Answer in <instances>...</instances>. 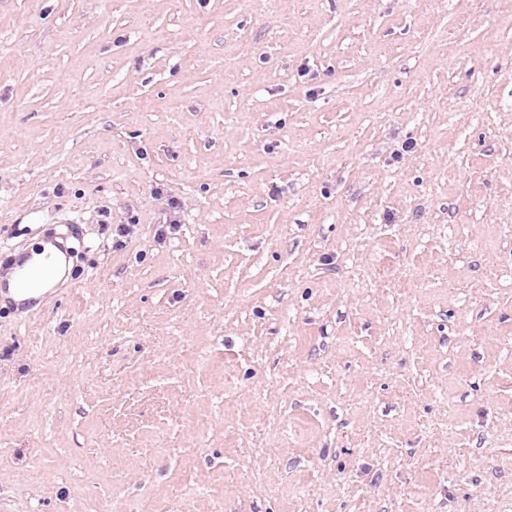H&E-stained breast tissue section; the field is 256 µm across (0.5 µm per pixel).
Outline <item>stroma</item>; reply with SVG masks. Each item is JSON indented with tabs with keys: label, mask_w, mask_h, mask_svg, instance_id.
Returning <instances> with one entry per match:
<instances>
[{
	"label": "stroma",
	"mask_w": 512,
	"mask_h": 512,
	"mask_svg": "<svg viewBox=\"0 0 512 512\" xmlns=\"http://www.w3.org/2000/svg\"><path fill=\"white\" fill-rule=\"evenodd\" d=\"M69 227L0 512H512V0H0V256Z\"/></svg>",
	"instance_id": "obj_1"
}]
</instances>
